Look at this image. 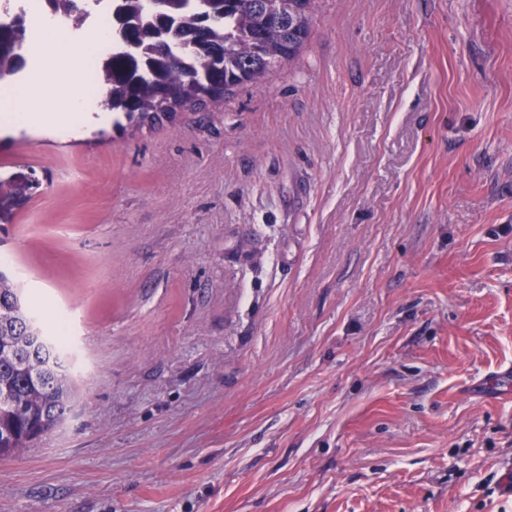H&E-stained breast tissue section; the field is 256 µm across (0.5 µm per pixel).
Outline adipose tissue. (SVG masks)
<instances>
[{"instance_id":"adipose-tissue-1","label":"adipose tissue","mask_w":512,"mask_h":512,"mask_svg":"<svg viewBox=\"0 0 512 512\" xmlns=\"http://www.w3.org/2000/svg\"><path fill=\"white\" fill-rule=\"evenodd\" d=\"M34 24L48 33L50 52L26 80L0 86V135L77 137L108 122L110 113L90 89L89 63L111 47L110 24L99 20L86 36L59 18L38 14Z\"/></svg>"}]
</instances>
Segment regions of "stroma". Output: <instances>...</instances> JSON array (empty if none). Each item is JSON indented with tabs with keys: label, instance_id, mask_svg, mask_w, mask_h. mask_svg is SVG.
<instances>
[{
	"label": "stroma",
	"instance_id": "1",
	"mask_svg": "<svg viewBox=\"0 0 512 512\" xmlns=\"http://www.w3.org/2000/svg\"><path fill=\"white\" fill-rule=\"evenodd\" d=\"M78 402L0 512H512V0H314L220 107L0 136Z\"/></svg>",
	"mask_w": 512,
	"mask_h": 512
}]
</instances>
